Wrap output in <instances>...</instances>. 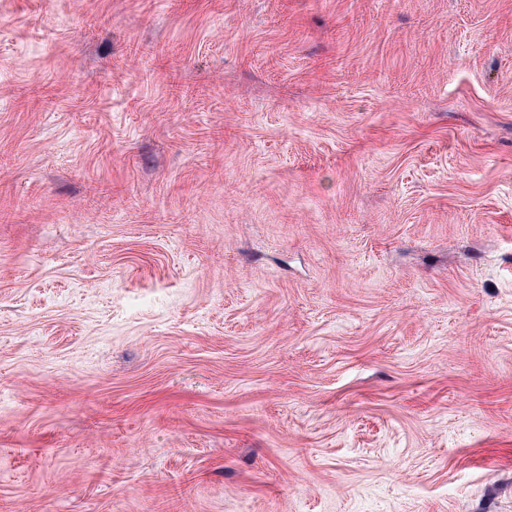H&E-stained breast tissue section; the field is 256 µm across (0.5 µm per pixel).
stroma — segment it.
I'll return each instance as SVG.
<instances>
[{
	"label": "stroma",
	"instance_id": "1",
	"mask_svg": "<svg viewBox=\"0 0 512 512\" xmlns=\"http://www.w3.org/2000/svg\"><path fill=\"white\" fill-rule=\"evenodd\" d=\"M0 512H512V0H0Z\"/></svg>",
	"mask_w": 512,
	"mask_h": 512
}]
</instances>
